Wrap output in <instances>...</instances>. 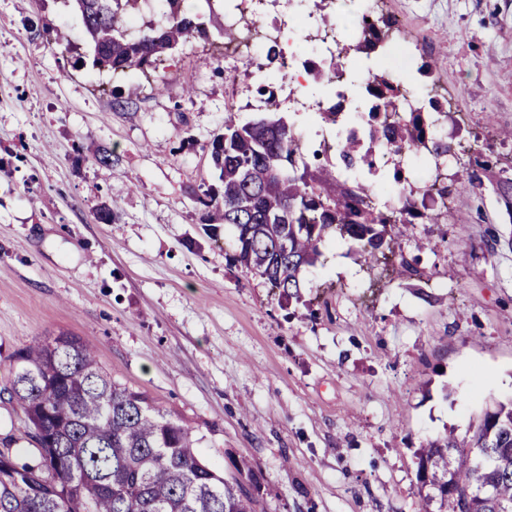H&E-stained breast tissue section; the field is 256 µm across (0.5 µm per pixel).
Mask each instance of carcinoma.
I'll use <instances>...</instances> for the list:
<instances>
[{
    "label": "carcinoma",
    "instance_id": "cac0c4a2",
    "mask_svg": "<svg viewBox=\"0 0 512 512\" xmlns=\"http://www.w3.org/2000/svg\"><path fill=\"white\" fill-rule=\"evenodd\" d=\"M80 12V37L93 65L112 74L149 72L155 60L192 41L202 28L186 0H164L172 20L140 25L143 0H64ZM393 21L377 19L374 33L339 46L330 68L354 57H370L386 44ZM366 93L383 113L367 112L370 143L393 155L430 159L439 170L453 145L433 137L431 114L448 117L437 99L402 111L405 90L389 73H372ZM211 159L222 190L199 199L201 222L236 231L232 261L266 279L285 299L299 297L305 271L332 236L355 243L366 263L388 259L390 224L448 220L456 193L439 172L424 196L440 204L422 213L377 207L373 188L354 192L345 174L371 165V148L345 139L336 163L308 160L294 125L267 115L245 123L226 113L224 131L214 137ZM479 152L464 166L475 190L491 172ZM11 398L22 408L37 459L20 463L0 451V512H257L262 475L245 462L233 470L206 463L192 434L143 392L122 386L104 372L79 337L60 334L37 341L17 356ZM417 481L423 512H512V400L487 409L469 436L449 432L421 449ZM469 491L461 500L444 488Z\"/></svg>",
    "mask_w": 512,
    "mask_h": 512
}]
</instances>
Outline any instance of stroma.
Segmentation results:
<instances>
[{"label":"stroma","mask_w":512,"mask_h":512,"mask_svg":"<svg viewBox=\"0 0 512 512\" xmlns=\"http://www.w3.org/2000/svg\"><path fill=\"white\" fill-rule=\"evenodd\" d=\"M380 10L413 51L410 81L444 87L466 118L440 136L512 130V0ZM47 22L81 27L63 0H0V439L35 457L15 357L67 333L207 462L260 472L266 512H422L419 449L512 396V217L492 185L447 223L389 227L404 278L331 239L285 301L232 263L229 228L200 222L226 111L257 114L249 71L186 45L131 99L132 78L93 67L86 42L52 47Z\"/></svg>","instance_id":"stroma-1"}]
</instances>
